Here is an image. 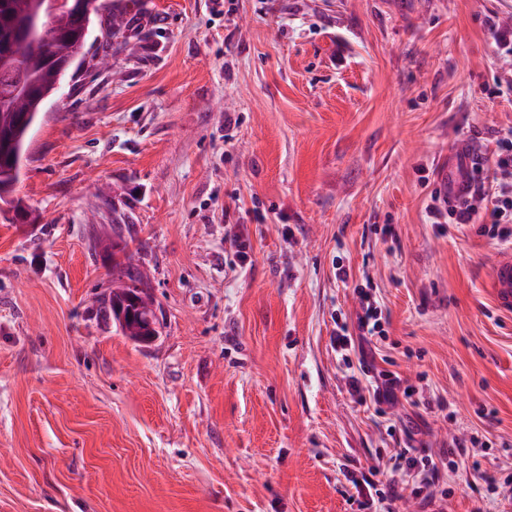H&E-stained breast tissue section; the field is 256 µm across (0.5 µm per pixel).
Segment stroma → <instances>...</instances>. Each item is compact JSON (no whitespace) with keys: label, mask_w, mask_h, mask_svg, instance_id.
I'll return each instance as SVG.
<instances>
[{"label":"stroma","mask_w":512,"mask_h":512,"mask_svg":"<svg viewBox=\"0 0 512 512\" xmlns=\"http://www.w3.org/2000/svg\"><path fill=\"white\" fill-rule=\"evenodd\" d=\"M44 106L0 210V512H362L406 447L442 512L512 503L511 245L426 213L449 152L512 128V0H123ZM161 335L97 310L114 213ZM250 245L238 266L233 236ZM350 274L348 283L337 268ZM372 281L385 337L336 326ZM410 398L358 403L360 355ZM490 285L497 310L512 313V251L500 254L491 271Z\"/></svg>","instance_id":"1"}]
</instances>
